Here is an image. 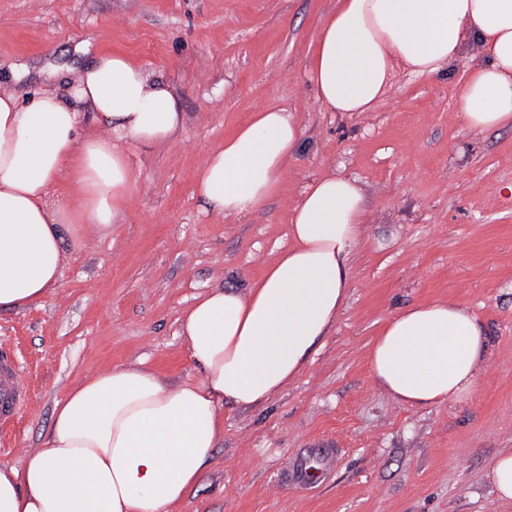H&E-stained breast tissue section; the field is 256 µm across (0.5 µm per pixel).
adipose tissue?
<instances>
[{
  "mask_svg": "<svg viewBox=\"0 0 512 512\" xmlns=\"http://www.w3.org/2000/svg\"><path fill=\"white\" fill-rule=\"evenodd\" d=\"M473 49L485 61L470 69L457 111L474 130L512 126V0H336L307 77L326 110L369 112L397 69L434 75ZM183 128L171 85L122 52H101L64 89L25 103L0 92V311L40 305L59 284L63 225L121 221L129 148L168 143ZM301 136L286 109L252 113L197 172L206 209L235 217L264 206ZM64 175L79 210L48 205ZM364 227L355 180L309 182L291 211L290 244L264 275L242 293H201L180 317L198 380L174 386L138 364L79 381L55 404L41 448L22 467H0V512H172L209 464L225 408L266 404L328 336ZM487 361L478 316L454 300L398 310L368 353L377 386L416 408L465 400Z\"/></svg>",
  "mask_w": 512,
  "mask_h": 512,
  "instance_id": "1",
  "label": "adipose tissue"
}]
</instances>
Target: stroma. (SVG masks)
Here are the masks:
<instances>
[{
  "label": "stroma",
  "mask_w": 512,
  "mask_h": 512,
  "mask_svg": "<svg viewBox=\"0 0 512 512\" xmlns=\"http://www.w3.org/2000/svg\"><path fill=\"white\" fill-rule=\"evenodd\" d=\"M336 0H0V88L27 101L50 71L101 48L170 83L184 131L130 148L127 213L105 234L68 240L61 284L41 305L0 312L29 399L0 427V467L41 447L54 404L84 377L144 363L196 377L178 320L215 287L245 290L287 247L304 186L336 174L366 199L349 298L302 373L263 407L224 411L194 493L174 512H512L486 473L512 448V128L470 129L455 109L466 65L400 71L371 112H329L308 54ZM302 130L279 193L257 211H205L195 174L210 148L266 105ZM457 300L479 317L490 359L461 403L415 409L374 382L368 351L402 306ZM335 463L310 486L285 484L296 458Z\"/></svg>",
  "instance_id": "1"
}]
</instances>
